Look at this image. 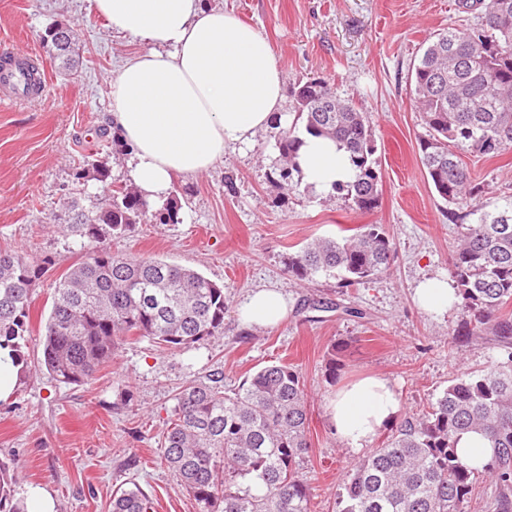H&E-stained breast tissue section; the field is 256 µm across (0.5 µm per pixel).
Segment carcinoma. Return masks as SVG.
I'll list each match as a JSON object with an SVG mask.
<instances>
[{
	"label": "carcinoma",
	"mask_w": 512,
	"mask_h": 512,
	"mask_svg": "<svg viewBox=\"0 0 512 512\" xmlns=\"http://www.w3.org/2000/svg\"><path fill=\"white\" fill-rule=\"evenodd\" d=\"M478 23L435 35L413 65L410 87L427 137L419 153L427 179L450 206H471L483 192L457 148L487 158L512 148V0H461ZM292 121L277 123L282 164L276 182L288 193L300 174L301 134L336 141L350 153L354 179L333 186L355 209L378 207L380 175L372 129L364 113L341 100L320 78L294 84ZM181 204L171 196L152 205L132 188L111 190L92 211L71 200L58 221L98 247L55 283L42 337L43 365L64 384L87 383L112 362L123 342L148 338L179 350L224 335V286L161 259H132L102 246L147 220L179 224ZM453 213L459 242L452 277L467 334L489 331L508 344L512 320V204L483 213ZM396 242L380 224L341 238H316L288 257L300 280L338 276L349 287L386 274ZM49 262L0 250V348L21 357L29 310ZM308 399L293 365L260 368L224 391L217 368L177 394L164 432L161 462L192 495L200 512H313L301 470L311 448ZM485 435L494 453L481 469L457 453L460 435ZM483 478L496 487L494 512H512V352L490 366L455 378L428 410L404 418L342 482L336 512H465ZM14 470L0 462V512H27L15 498ZM140 488L119 489L112 512H150Z\"/></svg>",
	"instance_id": "cac0c4a2"
}]
</instances>
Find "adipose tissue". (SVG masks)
Masks as SVG:
<instances>
[{
	"instance_id": "1",
	"label": "adipose tissue",
	"mask_w": 512,
	"mask_h": 512,
	"mask_svg": "<svg viewBox=\"0 0 512 512\" xmlns=\"http://www.w3.org/2000/svg\"><path fill=\"white\" fill-rule=\"evenodd\" d=\"M97 16L138 49L111 81L112 133L127 149L128 175L159 205L174 176L194 178L232 145L252 142L281 110L280 64L268 37L234 12L202 0H92ZM302 180L317 191L352 181L349 154L335 141L306 137ZM288 315L279 289L251 291L239 307L250 327ZM401 411L395 385L367 376L337 389L328 403L336 437L361 450Z\"/></svg>"
}]
</instances>
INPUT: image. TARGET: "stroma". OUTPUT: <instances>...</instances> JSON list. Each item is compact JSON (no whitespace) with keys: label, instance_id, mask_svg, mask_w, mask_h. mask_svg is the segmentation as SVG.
<instances>
[{"label":"stroma","instance_id":"stroma-1","mask_svg":"<svg viewBox=\"0 0 512 512\" xmlns=\"http://www.w3.org/2000/svg\"><path fill=\"white\" fill-rule=\"evenodd\" d=\"M205 4L235 11L268 36L285 86L322 78L365 112L377 147L379 205L364 213L345 196L302 183L281 193L272 180L278 132L259 131L249 145L227 149L208 173L175 178L181 223L144 221L106 241L111 251L162 258L223 284V336L177 351L146 338L127 341L92 381L57 382L42 365L41 346L54 282L94 245L64 231L54 217L71 198L95 209L107 186L129 181L123 148L110 131V79L135 46L111 33L91 0H0V60L29 50L48 74L45 98L0 105V248L51 262L33 295L27 368L11 398L0 402V459L15 468L17 497L44 487L55 512H110L113 493L134 484L152 499L154 512H199L159 457L178 392L218 367L229 391L276 360L297 366L304 377L311 443L304 475L314 512H335L342 479L361 458L330 425L327 405L336 389L364 375L383 377L396 386L408 417L452 379L503 354L496 336L461 334L460 306L430 316L414 300L423 279L451 277L458 228L419 159L426 126L408 74L428 39L451 25L475 24L474 13L460 0ZM58 23L76 35V72L60 69L41 42ZM458 154L485 186L484 210L512 204V150L495 158L465 148ZM96 164L106 181L94 179ZM363 224L384 225L396 242L386 275L345 288L335 277L301 281L289 273V255L309 240L336 238ZM260 287L282 289L288 315L274 326H244L237 308ZM335 341L345 348L332 377L327 360Z\"/></svg>","mask_w":512,"mask_h":512}]
</instances>
